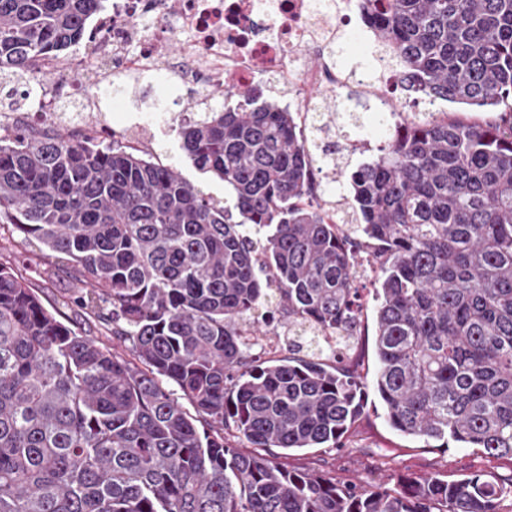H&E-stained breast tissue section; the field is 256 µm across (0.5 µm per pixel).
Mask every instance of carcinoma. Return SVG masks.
<instances>
[{"mask_svg": "<svg viewBox=\"0 0 512 512\" xmlns=\"http://www.w3.org/2000/svg\"><path fill=\"white\" fill-rule=\"evenodd\" d=\"M104 0H0V79L36 94ZM404 88L465 106L345 121L388 130L349 167L316 156L255 89L177 128L232 213L172 165L54 128L0 133V223L64 257L81 301L122 326L118 356L0 263V512H499L512 479L344 484L259 448H334L364 409L345 357L259 360L265 320L356 336L375 267L376 389L390 425L512 461V0H358ZM336 170L347 217L319 202ZM176 389H171V386ZM181 392L176 397L175 392ZM206 417L196 418L179 399ZM233 429L253 453L227 443Z\"/></svg>", "mask_w": 512, "mask_h": 512, "instance_id": "obj_1", "label": "carcinoma"}]
</instances>
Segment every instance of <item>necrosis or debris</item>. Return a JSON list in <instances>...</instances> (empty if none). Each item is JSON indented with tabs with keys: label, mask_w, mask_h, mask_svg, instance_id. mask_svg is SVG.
<instances>
[{
	"label": "necrosis or debris",
	"mask_w": 512,
	"mask_h": 512,
	"mask_svg": "<svg viewBox=\"0 0 512 512\" xmlns=\"http://www.w3.org/2000/svg\"><path fill=\"white\" fill-rule=\"evenodd\" d=\"M350 22L345 0H272L266 9L259 0H112L111 14L99 20L102 38L83 57H49L41 66L72 87L83 76L108 82L159 67L173 83L202 91L222 86L228 74L241 95L271 79L304 118L311 110L309 89L332 92L356 84L376 97L401 89L387 64L370 73L338 75L335 59L323 51L345 35ZM173 43L187 49L186 59L169 58L165 49ZM311 52L322 56L314 69L304 62Z\"/></svg>",
	"instance_id": "4bbe7bcc"
}]
</instances>
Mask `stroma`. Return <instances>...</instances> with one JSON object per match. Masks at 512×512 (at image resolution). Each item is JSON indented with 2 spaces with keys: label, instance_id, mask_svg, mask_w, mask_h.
I'll use <instances>...</instances> for the list:
<instances>
[{
  "label": "stroma",
  "instance_id": "1",
  "mask_svg": "<svg viewBox=\"0 0 512 512\" xmlns=\"http://www.w3.org/2000/svg\"><path fill=\"white\" fill-rule=\"evenodd\" d=\"M44 88H56V109L66 113L59 123L61 132L84 136L79 122L73 121L77 103H98V118L111 127L112 139L136 150L150 154L155 161L176 167L192 184L201 186L225 207H233L235 199L230 186L212 175L198 171L186 157L175 131L176 123L188 117L194 108L195 94L191 88L177 87L167 105L168 118L152 117L153 104L159 95V77L143 79L137 88L125 89L121 98L113 100L103 92V84L87 80L80 89L63 86L58 75L47 72L41 77ZM144 113L139 132L129 135L124 128L130 113ZM0 262L9 264L23 274L36 289L42 303L55 311L60 320L83 335L94 338L115 352L128 355L130 344L113 336L109 326L94 313L80 308L70 297L73 283L68 277V264L47 256L36 241L26 242L13 233L11 225L0 224ZM374 273H365L362 299L364 310L357 336V372L366 385L365 410L354 424L348 440L340 448H310L278 455V463L290 470H318L336 480L352 482L365 487L392 485L397 475L428 476L440 474L460 480L473 473L489 476L512 474V461L496 459L474 448H463L457 443L448 447L424 443L406 437L389 424L384 403L379 397L374 378L377 360L374 347V296L371 284Z\"/></svg>",
  "mask_w": 512,
  "mask_h": 512
}]
</instances>
